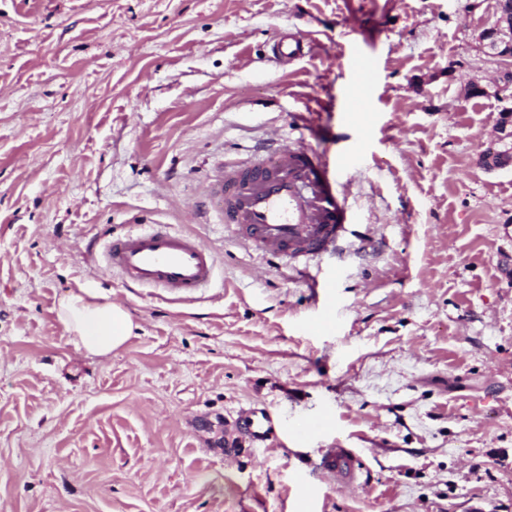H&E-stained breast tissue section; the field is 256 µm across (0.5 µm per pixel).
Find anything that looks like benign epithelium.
I'll return each mask as SVG.
<instances>
[{
    "mask_svg": "<svg viewBox=\"0 0 512 512\" xmlns=\"http://www.w3.org/2000/svg\"><path fill=\"white\" fill-rule=\"evenodd\" d=\"M507 0H496L491 20L477 36L479 48L488 56L503 62L497 78L482 86L478 83L468 85L467 92L473 96L493 95L506 99L512 89V5ZM478 164L488 172L512 169V110L501 112L496 127L494 143L478 156Z\"/></svg>",
    "mask_w": 512,
    "mask_h": 512,
    "instance_id": "obj_1",
    "label": "benign epithelium"
}]
</instances>
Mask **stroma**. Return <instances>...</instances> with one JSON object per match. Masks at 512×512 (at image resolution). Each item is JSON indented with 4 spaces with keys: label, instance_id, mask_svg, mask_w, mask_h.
Segmentation results:
<instances>
[{
    "label": "stroma",
    "instance_id": "obj_1",
    "mask_svg": "<svg viewBox=\"0 0 512 512\" xmlns=\"http://www.w3.org/2000/svg\"><path fill=\"white\" fill-rule=\"evenodd\" d=\"M493 10L0 0V512H512V170L477 163L512 99L464 91L499 70ZM276 143L348 160L343 256L249 251L211 211L216 170ZM147 224L210 247L211 287H128L105 244ZM81 288L130 314L118 351L70 343ZM251 409L270 441L238 437ZM275 52L283 58L300 56L304 50V38L298 34H282L275 43ZM355 456L348 448H330L322 456L319 468L329 472L336 482L344 487H353L358 483Z\"/></svg>",
    "mask_w": 512,
    "mask_h": 512
}]
</instances>
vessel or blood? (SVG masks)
Masks as SVG:
<instances>
[{"instance_id": "1", "label": "vessel or blood", "mask_w": 512, "mask_h": 512, "mask_svg": "<svg viewBox=\"0 0 512 512\" xmlns=\"http://www.w3.org/2000/svg\"><path fill=\"white\" fill-rule=\"evenodd\" d=\"M303 50L304 39L297 34L280 35L275 43L283 58ZM343 166V160L329 161L305 145L263 149L248 161L225 164L208 196L220 201L225 228L251 250L282 258L335 252L348 226L358 220L338 178ZM106 262L131 284L183 297L207 287L215 267L211 250L197 238L162 227L112 238ZM238 429L264 443L274 434V419L268 411L250 410L240 416ZM319 467L341 486L358 482L351 449H327Z\"/></svg>"}]
</instances>
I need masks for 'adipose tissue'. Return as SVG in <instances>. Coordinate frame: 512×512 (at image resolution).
I'll return each mask as SVG.
<instances>
[{
	"label": "adipose tissue",
	"instance_id": "adipose-tissue-1",
	"mask_svg": "<svg viewBox=\"0 0 512 512\" xmlns=\"http://www.w3.org/2000/svg\"><path fill=\"white\" fill-rule=\"evenodd\" d=\"M57 314L70 342L92 354H111L133 334L134 325L122 306L99 301L84 289L62 297Z\"/></svg>",
	"mask_w": 512,
	"mask_h": 512
}]
</instances>
